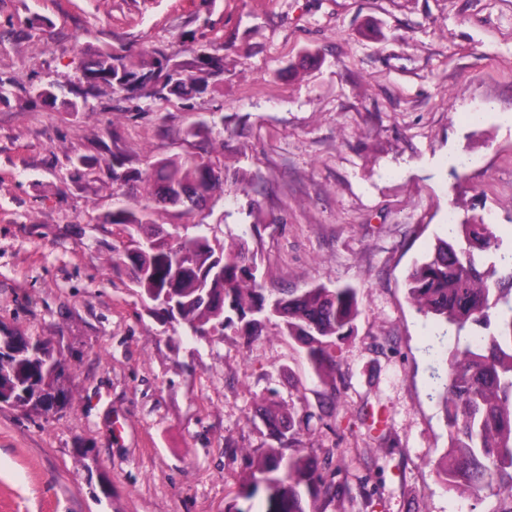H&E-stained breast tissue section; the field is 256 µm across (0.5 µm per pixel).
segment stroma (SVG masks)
I'll return each instance as SVG.
<instances>
[{"mask_svg":"<svg viewBox=\"0 0 512 512\" xmlns=\"http://www.w3.org/2000/svg\"><path fill=\"white\" fill-rule=\"evenodd\" d=\"M209 44L222 72L189 100L102 85L70 114L30 93L78 83L100 49L189 62ZM0 79V324L50 339L74 395L0 405V512H260L235 492L272 444L253 418L272 394L306 417L303 453L342 461L326 512H492L435 473L448 354L407 275L449 222L512 238V0H0ZM200 120L224 190L157 206V226L245 237L282 292L355 288L335 388L276 322L249 345L191 336L114 271L126 233L101 218L145 192L109 160L184 155ZM81 155L100 166L75 174Z\"/></svg>","mask_w":512,"mask_h":512,"instance_id":"stroma-1","label":"stroma"}]
</instances>
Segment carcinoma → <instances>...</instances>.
I'll use <instances>...</instances> for the list:
<instances>
[{
    "instance_id": "carcinoma-1",
    "label": "carcinoma",
    "mask_w": 512,
    "mask_h": 512,
    "mask_svg": "<svg viewBox=\"0 0 512 512\" xmlns=\"http://www.w3.org/2000/svg\"><path fill=\"white\" fill-rule=\"evenodd\" d=\"M220 47L195 51L188 68L172 54L157 52L151 60L134 62L127 56L102 50L83 61L82 79L90 86L104 84L127 98L168 99L205 92L219 68ZM44 101L62 100L71 113L87 112V98L67 85L30 90ZM190 135L200 139L196 151L164 159L140 170L112 156V180L147 182L151 199L158 203L200 205L189 194L196 184L216 174L220 158L206 143L208 126L199 123ZM149 205L123 204L102 222L124 228L128 240L112 256V267L131 272L138 295L161 315L168 308L180 311L191 333L207 329H233L241 336H260L263 324L279 320L282 332L296 339L308 361L321 374L336 373L340 344L352 335L359 314L357 294L349 287L319 285L294 295H280L258 279L254 250L238 237L225 245L210 239L197 225L193 235L149 237L150 247L136 251L132 243L140 230L153 223ZM408 293L417 310L453 336L442 401L448 427V449L436 465V474L449 490H463L481 500L498 497L492 512H512V246L504 245L490 224L448 225L425 261L407 276ZM479 329L472 341L461 333ZM58 353L39 346L31 336L0 329V404L30 411L62 409L70 401L64 371L54 372ZM274 403L256 413L279 443H299L304 418L288 413L283 418ZM333 465L329 457L320 465L301 451L285 455L270 448L253 465L236 497L252 499L262 486L265 512H310L308 502L328 500L335 484L322 473Z\"/></svg>"
}]
</instances>
